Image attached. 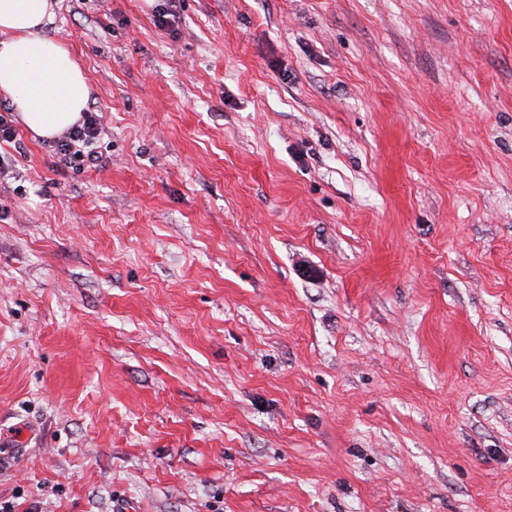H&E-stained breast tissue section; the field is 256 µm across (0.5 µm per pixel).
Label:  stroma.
Instances as JSON below:
<instances>
[{"instance_id": "obj_1", "label": "stroma", "mask_w": 512, "mask_h": 512, "mask_svg": "<svg viewBox=\"0 0 512 512\" xmlns=\"http://www.w3.org/2000/svg\"><path fill=\"white\" fill-rule=\"evenodd\" d=\"M56 0L105 165L0 175L16 512H512V0ZM180 0H163L152 8L154 24L162 30H172L179 19L178 3Z\"/></svg>"}]
</instances>
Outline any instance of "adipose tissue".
I'll return each instance as SVG.
<instances>
[{
  "mask_svg": "<svg viewBox=\"0 0 512 512\" xmlns=\"http://www.w3.org/2000/svg\"><path fill=\"white\" fill-rule=\"evenodd\" d=\"M54 9L53 0H0V94L45 139L80 119L90 93L72 51L43 33Z\"/></svg>",
  "mask_w": 512,
  "mask_h": 512,
  "instance_id": "obj_1",
  "label": "adipose tissue"
}]
</instances>
